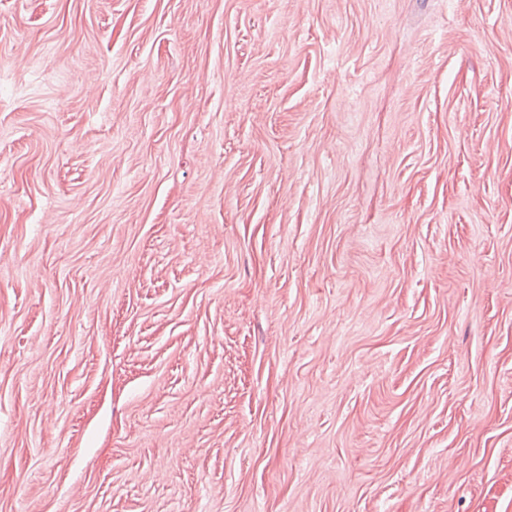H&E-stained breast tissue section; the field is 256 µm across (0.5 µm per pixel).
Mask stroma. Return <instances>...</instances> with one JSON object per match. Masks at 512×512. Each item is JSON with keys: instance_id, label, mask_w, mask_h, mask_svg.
<instances>
[{"instance_id": "obj_1", "label": "stroma", "mask_w": 512, "mask_h": 512, "mask_svg": "<svg viewBox=\"0 0 512 512\" xmlns=\"http://www.w3.org/2000/svg\"><path fill=\"white\" fill-rule=\"evenodd\" d=\"M0 512H512V0H0Z\"/></svg>"}]
</instances>
